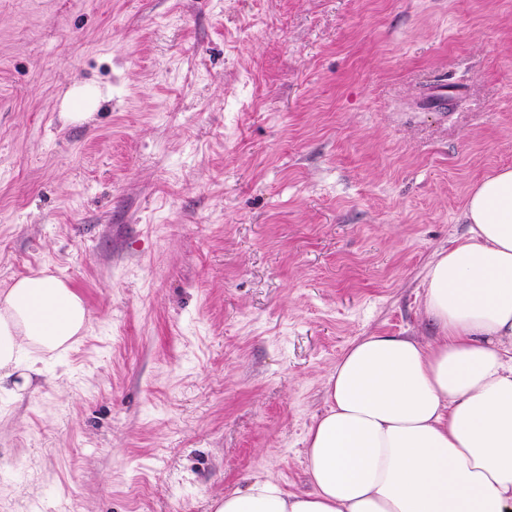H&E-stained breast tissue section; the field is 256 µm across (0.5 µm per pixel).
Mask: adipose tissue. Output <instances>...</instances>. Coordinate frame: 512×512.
<instances>
[{
    "mask_svg": "<svg viewBox=\"0 0 512 512\" xmlns=\"http://www.w3.org/2000/svg\"><path fill=\"white\" fill-rule=\"evenodd\" d=\"M468 234L437 253L423 305L438 338L368 336L337 361L306 436L312 489L257 477L216 512H512V168L468 195ZM88 330L82 298L41 269L0 291V388Z\"/></svg>",
    "mask_w": 512,
    "mask_h": 512,
    "instance_id": "adipose-tissue-1",
    "label": "adipose tissue"
}]
</instances>
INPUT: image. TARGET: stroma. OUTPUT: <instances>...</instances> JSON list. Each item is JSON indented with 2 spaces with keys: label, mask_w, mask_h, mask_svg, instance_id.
I'll use <instances>...</instances> for the list:
<instances>
[{
  "label": "stroma",
  "mask_w": 512,
  "mask_h": 512,
  "mask_svg": "<svg viewBox=\"0 0 512 512\" xmlns=\"http://www.w3.org/2000/svg\"><path fill=\"white\" fill-rule=\"evenodd\" d=\"M503 167L512 0H0V289L90 313L0 392V512L311 491L331 369L436 338L427 265ZM98 98V93L87 86H74L67 93L66 105L68 110L75 108L80 101H86L84 112H63L70 121L85 120L92 114V106Z\"/></svg>",
  "instance_id": "1"
}]
</instances>
